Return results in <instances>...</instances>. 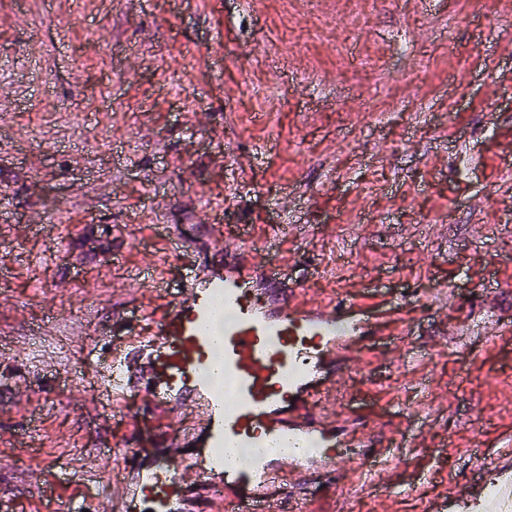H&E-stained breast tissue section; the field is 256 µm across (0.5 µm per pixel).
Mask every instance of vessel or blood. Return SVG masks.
<instances>
[{"instance_id":"obj_1","label":"vessel or blood","mask_w":512,"mask_h":512,"mask_svg":"<svg viewBox=\"0 0 512 512\" xmlns=\"http://www.w3.org/2000/svg\"><path fill=\"white\" fill-rule=\"evenodd\" d=\"M406 321L402 305L378 309L363 290H344L328 303L305 300L282 266L268 261L241 259L220 276L187 267L154 330L136 335L131 348H113L106 367L111 399L139 387L154 412L200 408L206 466L176 434L165 438L161 468L130 463L150 512H184L190 490L202 488L219 495L224 512H281L280 474L311 485L313 469L331 457L332 435H348L347 420L329 421L319 407L348 373L352 352ZM411 435L397 429L382 442L363 436L352 445L370 452L371 475L386 480ZM82 484L79 469L58 473L50 491L57 512H90L92 497L73 494ZM494 495L512 499V451L463 498L484 512Z\"/></svg>"}]
</instances>
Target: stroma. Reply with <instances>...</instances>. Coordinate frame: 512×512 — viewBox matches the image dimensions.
<instances>
[{"label": "stroma", "instance_id": "35a3bbf8", "mask_svg": "<svg viewBox=\"0 0 512 512\" xmlns=\"http://www.w3.org/2000/svg\"><path fill=\"white\" fill-rule=\"evenodd\" d=\"M58 214L60 224L32 222ZM273 256L307 299L407 303L328 414L417 419L388 484L312 512H424L512 444V0H0V491L48 512L93 465L124 512L153 437L141 391L103 396L111 348L187 265ZM429 385L432 403L422 401ZM109 463L95 465L100 443Z\"/></svg>", "mask_w": 512, "mask_h": 512}]
</instances>
